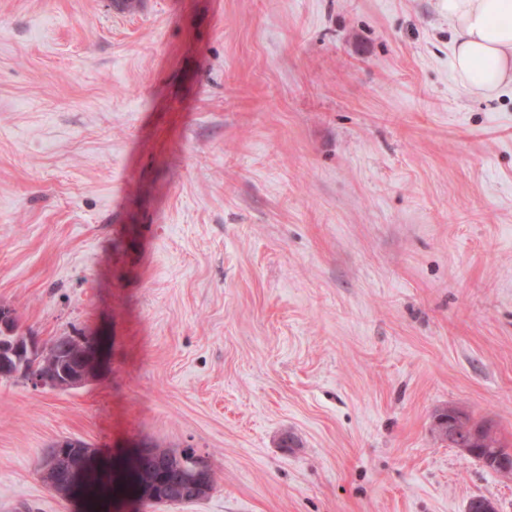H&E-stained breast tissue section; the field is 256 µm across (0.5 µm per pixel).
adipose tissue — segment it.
I'll return each mask as SVG.
<instances>
[{
	"label": "adipose tissue",
	"instance_id": "adipose-tissue-1",
	"mask_svg": "<svg viewBox=\"0 0 512 512\" xmlns=\"http://www.w3.org/2000/svg\"><path fill=\"white\" fill-rule=\"evenodd\" d=\"M455 32L452 73L471 95L512 85V0H442Z\"/></svg>",
	"mask_w": 512,
	"mask_h": 512
}]
</instances>
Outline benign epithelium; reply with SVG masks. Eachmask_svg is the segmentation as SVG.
Listing matches in <instances>:
<instances>
[{
  "label": "benign epithelium",
  "instance_id": "obj_1",
  "mask_svg": "<svg viewBox=\"0 0 512 512\" xmlns=\"http://www.w3.org/2000/svg\"><path fill=\"white\" fill-rule=\"evenodd\" d=\"M73 343L82 350L77 364L66 365L48 359V349L34 336L19 335L14 312L0 306V378L25 376L36 387L66 391L85 386L95 379L100 362V349L93 340L76 336ZM448 425V438L466 456L503 475H512L511 448H483L489 425L476 426L469 414L450 406L438 419ZM92 449L81 442L62 441L40 456L41 478L59 496L71 493L64 475L91 456ZM139 456L150 462L153 469L177 475V480L156 484L151 488L138 486L135 494L148 504H172L186 500L197 501L210 493L214 474L209 457L193 448L162 452L153 447L141 449Z\"/></svg>",
  "mask_w": 512,
  "mask_h": 512
}]
</instances>
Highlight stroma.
Here are the masks:
<instances>
[{"label":"stroma","mask_w":512,"mask_h":512,"mask_svg":"<svg viewBox=\"0 0 512 512\" xmlns=\"http://www.w3.org/2000/svg\"><path fill=\"white\" fill-rule=\"evenodd\" d=\"M453 41L441 0H0V305L103 345L0 379V512H89L39 477L64 440L212 461L103 512H512L433 430L512 443V87ZM139 456L150 462L153 469L164 474L174 473L177 480L156 484L152 488L138 486L135 494L148 504H172L186 500L197 501L210 493L214 486V474L209 457L193 448L180 451L162 452L157 448H142ZM158 472L145 470L141 473L136 458L130 468V478L135 485L143 480L146 485L158 480H168V476H160Z\"/></svg>","instance_id":"1"}]
</instances>
